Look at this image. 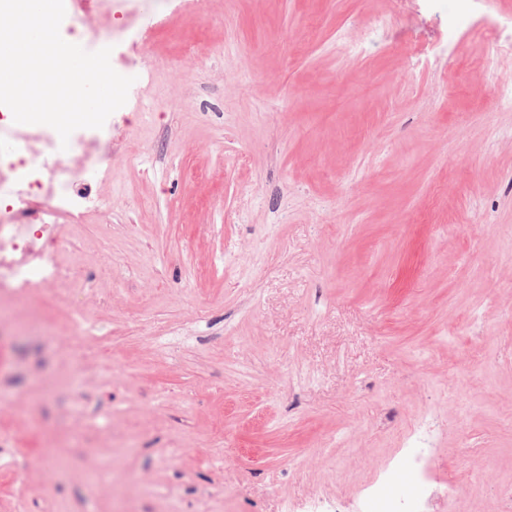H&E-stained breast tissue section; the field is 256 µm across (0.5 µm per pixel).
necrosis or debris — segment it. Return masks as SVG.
I'll list each match as a JSON object with an SVG mask.
<instances>
[{
  "mask_svg": "<svg viewBox=\"0 0 512 512\" xmlns=\"http://www.w3.org/2000/svg\"><path fill=\"white\" fill-rule=\"evenodd\" d=\"M54 135L46 125L15 123L9 108L0 105V136L16 147L14 156H0V299L16 297L15 313L26 319L36 313L27 303L29 295L56 305L69 302L76 268L59 261L57 244L75 234L89 213L112 206L111 199L82 189L89 172L112 173L105 151L111 124L75 130L69 138L72 160L66 167L58 163ZM436 423L428 413L410 421L403 459L388 462L377 479L360 490L359 512H397L401 477L416 483L428 479L419 449Z\"/></svg>",
  "mask_w": 512,
  "mask_h": 512,
  "instance_id": "obj_1",
  "label": "necrosis or debris"
}]
</instances>
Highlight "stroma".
Wrapping results in <instances>:
<instances>
[{
    "mask_svg": "<svg viewBox=\"0 0 512 512\" xmlns=\"http://www.w3.org/2000/svg\"><path fill=\"white\" fill-rule=\"evenodd\" d=\"M488 24L511 36L512 0H113L134 82L84 185L112 209L60 247L96 347L0 322L7 427L53 457L28 487L0 465V512H354L426 409L432 512H512V54L485 57Z\"/></svg>",
    "mask_w": 512,
    "mask_h": 512,
    "instance_id": "35a3bbf8",
    "label": "stroma"
}]
</instances>
